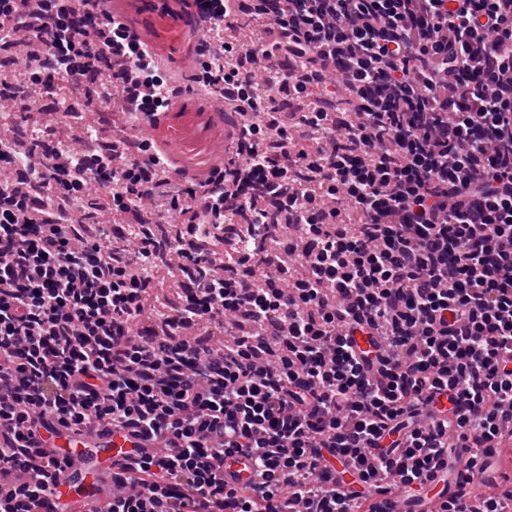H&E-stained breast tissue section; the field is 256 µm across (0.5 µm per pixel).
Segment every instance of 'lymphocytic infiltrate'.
<instances>
[{
  "mask_svg": "<svg viewBox=\"0 0 512 512\" xmlns=\"http://www.w3.org/2000/svg\"><path fill=\"white\" fill-rule=\"evenodd\" d=\"M195 6L202 85L248 116L206 183L161 195L141 138L0 137L22 170L0 177V512H35L53 438L99 427L158 443L113 468L105 512H379L383 479L424 498L438 460L467 483L440 512H512V487L478 490L512 469V0ZM59 82L120 95L132 129L173 93L104 0H0V97L43 112ZM101 170L114 214L182 234L91 236ZM173 256L185 286L158 307ZM254 477L251 463L243 456H238L237 464L228 467L224 464V480L229 487H239Z\"/></svg>",
  "mask_w": 512,
  "mask_h": 512,
  "instance_id": "lymphocytic-infiltrate-1",
  "label": "lymphocytic infiltrate"
}]
</instances>
